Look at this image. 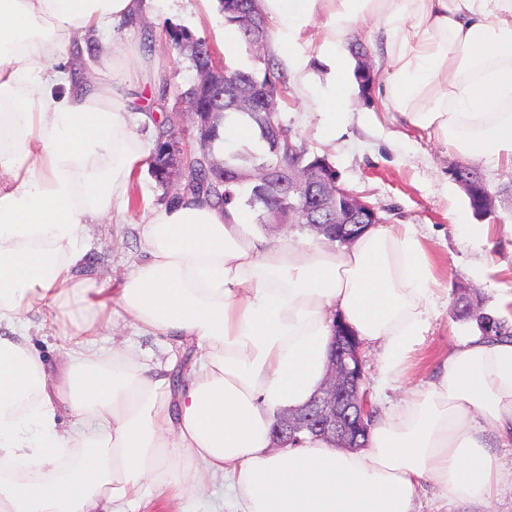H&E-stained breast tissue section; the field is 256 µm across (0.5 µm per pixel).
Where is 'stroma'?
<instances>
[{
    "label": "stroma",
    "mask_w": 512,
    "mask_h": 512,
    "mask_svg": "<svg viewBox=\"0 0 512 512\" xmlns=\"http://www.w3.org/2000/svg\"><path fill=\"white\" fill-rule=\"evenodd\" d=\"M152 29V47H144L136 30L117 32L115 41L128 48L130 57L148 55L158 76L145 91L141 116H133L135 131L144 140L154 136L153 119L176 116L186 152L196 148L197 130L178 94L196 78L190 62L174 51L166 31L180 26L212 45L223 39L224 17L216 0H164L157 19L146 22ZM290 91L280 103L278 117L297 134L308 149L327 156L346 188L371 204L384 223L413 225L425 245L440 287L447 296L439 300L429 319V328L413 353L401 379L381 385L380 349L363 343L361 356L364 386L371 396L375 417L402 405L407 390L423 389L434 381L439 364L458 336L470 332L469 324L453 318L451 307L458 293L481 298L488 310L512 294V165L482 157L469 164L484 177L492 195V214L477 218L463 189L451 176L456 162L452 150L434 134L402 124L396 113L385 111L376 93L355 94L352 110L336 140L320 136L322 118L312 105V94L301 89L296 78L288 80ZM138 206L129 208L123 223L91 224L87 227L88 251L84 265L75 273L83 292L62 309L35 308L27 313L28 327L21 342L44 363L57 396L58 419L69 423L73 416L59 390L65 367L63 354L70 334L77 327L95 324L96 346L104 357L113 350L133 347L140 360L153 366L151 377L161 388L177 393L190 382L201 350L196 343L154 336L137 331L120 308L91 306L90 297L101 288H117L141 256V231L150 210L165 205L172 188L161 185L144 169L134 178ZM470 225L472 235L461 232ZM490 250H482V242ZM224 501V482L215 480L204 493L176 497L166 486H153L129 506L127 512H213ZM416 512H512V482L504 484L490 505L457 506L446 503L435 483H425Z\"/></svg>",
    "instance_id": "stroma-1"
}]
</instances>
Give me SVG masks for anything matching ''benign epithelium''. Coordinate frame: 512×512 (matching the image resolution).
<instances>
[{
	"label": "benign epithelium",
	"mask_w": 512,
	"mask_h": 512,
	"mask_svg": "<svg viewBox=\"0 0 512 512\" xmlns=\"http://www.w3.org/2000/svg\"><path fill=\"white\" fill-rule=\"evenodd\" d=\"M236 105L242 109L259 108L264 112H275L278 99L272 93L248 90L240 94ZM296 186L301 196L307 199L304 207L292 209L295 222H312L313 211L318 209L320 193L328 192L347 202L336 211V225L351 226L342 244L354 240L357 230H366V221L377 220V212L360 196L347 190L339 179L325 178L316 168H305L296 175ZM361 341L354 336H345L341 326H336L329 367L323 384L305 412L291 411L281 415L276 424L272 444L284 446V440H299L297 433L304 429L321 430L334 436L342 448H358V438L372 414L368 392L362 388L363 364Z\"/></svg>",
	"instance_id": "benign-epithelium-1"
}]
</instances>
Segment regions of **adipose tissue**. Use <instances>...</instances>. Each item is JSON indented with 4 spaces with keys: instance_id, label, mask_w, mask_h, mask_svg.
I'll return each instance as SVG.
<instances>
[{
    "instance_id": "obj_1",
    "label": "adipose tissue",
    "mask_w": 512,
    "mask_h": 512,
    "mask_svg": "<svg viewBox=\"0 0 512 512\" xmlns=\"http://www.w3.org/2000/svg\"><path fill=\"white\" fill-rule=\"evenodd\" d=\"M156 0H0V325L63 308L87 225L121 218L149 152L127 122L146 64L118 75L123 48L73 78V52L110 43ZM282 68L325 81L312 103L335 140L357 83L347 34L369 17L384 42L380 100L454 155L512 164V0H257ZM241 203L178 196L142 228L143 258L99 290L138 329L204 354L169 397L125 349L104 360L93 326L73 333L64 387L78 421L59 429L40 359L0 338V512H119L145 488L230 478L228 512H414L424 483L448 502L490 504L503 484L493 443L512 446V341L459 337L437 380L374 426L365 447L309 438L273 449L272 424L320 388L332 321L381 349L394 380L435 307L411 225L370 226L343 252L260 248ZM78 461L62 470L70 449Z\"/></svg>"
}]
</instances>
